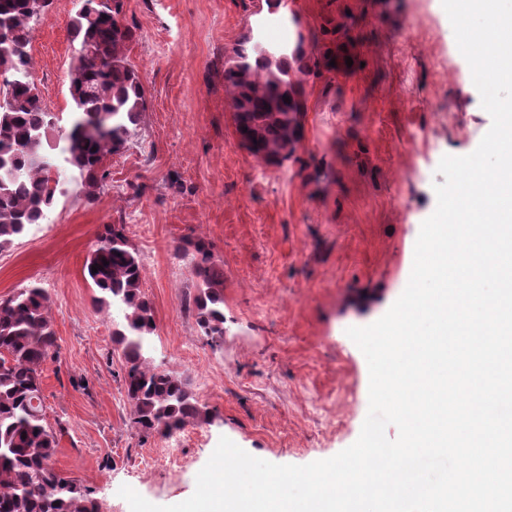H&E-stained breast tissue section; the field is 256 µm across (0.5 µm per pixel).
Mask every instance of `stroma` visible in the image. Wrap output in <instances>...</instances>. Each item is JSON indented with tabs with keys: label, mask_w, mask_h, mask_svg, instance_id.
<instances>
[{
	"label": "stroma",
	"mask_w": 512,
	"mask_h": 512,
	"mask_svg": "<svg viewBox=\"0 0 512 512\" xmlns=\"http://www.w3.org/2000/svg\"><path fill=\"white\" fill-rule=\"evenodd\" d=\"M358 18L355 62L309 77L304 137L263 167L238 143L224 68L249 30L292 41L343 9ZM300 22L259 0H123L139 38L125 54L147 98L125 149L108 156L94 200L59 199L47 223L0 251V299L47 288L57 347L43 365L56 471L101 512L188 499L220 437L274 464L305 465L353 444L368 412L367 361L347 328L381 318L405 289L443 156L472 153L491 127L436 0H295ZM74 0H52L33 32L32 75L50 111L69 113ZM121 224L143 262L154 363L186 378L210 418L180 444L132 425L115 308L84 270L96 235ZM204 241L224 266V339L197 322L179 247Z\"/></svg>",
	"instance_id": "stroma-1"
}]
</instances>
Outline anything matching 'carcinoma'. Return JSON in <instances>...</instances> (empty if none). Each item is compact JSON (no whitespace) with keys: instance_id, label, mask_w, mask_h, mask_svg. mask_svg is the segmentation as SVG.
<instances>
[{"instance_id":"cac0c4a2","label":"carcinoma","mask_w":512,"mask_h":512,"mask_svg":"<svg viewBox=\"0 0 512 512\" xmlns=\"http://www.w3.org/2000/svg\"><path fill=\"white\" fill-rule=\"evenodd\" d=\"M83 3L70 22L72 112L64 127L32 80V34L52 0H0V24L10 31L7 52L0 51V74L8 77L0 97V249L42 223L68 187L93 199L108 177L105 158L125 147L146 110L140 75L124 53L138 34L121 19L122 0ZM355 24L354 15L339 13L323 29L329 44L319 51L308 47L300 29L287 48L265 46L252 35L232 48L224 83L232 88L235 132L251 155L271 166L293 156L304 135L306 77L334 70L336 45L353 43ZM179 251L190 257L198 281L199 326L211 342H220L224 267L202 242ZM86 271L98 290L95 301L123 315L113 336L122 347L134 427L170 435L208 420L181 376L151 362L156 324L141 294L142 260L124 225L103 226ZM49 306V293L39 285L0 300V512H99L90 489L51 466L57 441L46 424L40 387L42 366L56 345Z\"/></svg>"}]
</instances>
